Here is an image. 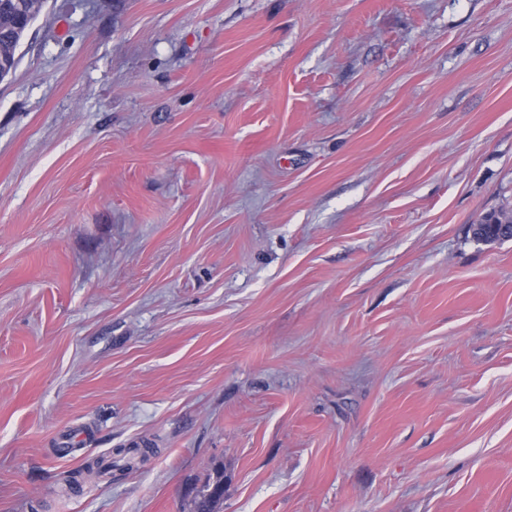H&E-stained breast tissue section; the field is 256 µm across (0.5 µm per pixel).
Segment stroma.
<instances>
[{
    "label": "stroma",
    "mask_w": 512,
    "mask_h": 512,
    "mask_svg": "<svg viewBox=\"0 0 512 512\" xmlns=\"http://www.w3.org/2000/svg\"><path fill=\"white\" fill-rule=\"evenodd\" d=\"M0 79V512H512V0H45ZM482 224H473V236L477 241L490 242L511 239L502 224H512V209H501L487 213ZM494 224H496L494 226ZM195 512H221L220 505L224 504L223 475H217L212 483L207 482L198 492Z\"/></svg>",
    "instance_id": "obj_1"
}]
</instances>
